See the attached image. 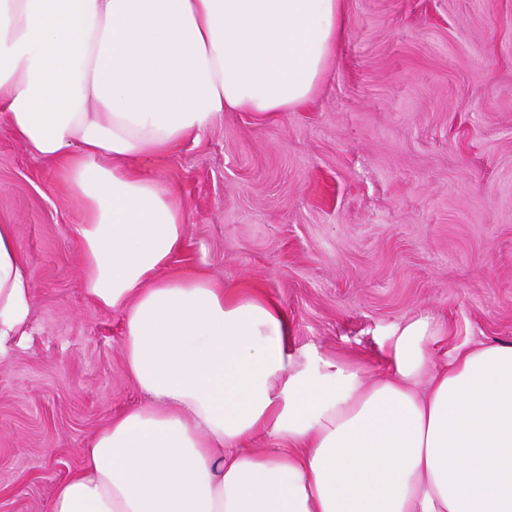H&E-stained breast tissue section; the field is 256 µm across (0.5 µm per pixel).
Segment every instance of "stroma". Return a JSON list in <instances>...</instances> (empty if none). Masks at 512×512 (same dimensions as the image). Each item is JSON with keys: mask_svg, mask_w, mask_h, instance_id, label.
I'll list each match as a JSON object with an SVG mask.
<instances>
[{"mask_svg": "<svg viewBox=\"0 0 512 512\" xmlns=\"http://www.w3.org/2000/svg\"><path fill=\"white\" fill-rule=\"evenodd\" d=\"M345 29L305 107L227 112L138 167L187 207L170 275L260 288L298 357L388 376L381 347L430 316L434 363L512 342V0H344ZM80 207L0 119V224L34 288L0 358V512H46L82 450L142 402L123 316L81 283Z\"/></svg>", "mask_w": 512, "mask_h": 512, "instance_id": "1", "label": "stroma"}]
</instances>
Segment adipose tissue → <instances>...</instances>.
Instances as JSON below:
<instances>
[{
	"mask_svg": "<svg viewBox=\"0 0 512 512\" xmlns=\"http://www.w3.org/2000/svg\"><path fill=\"white\" fill-rule=\"evenodd\" d=\"M343 30L342 0H0V113L78 202L83 290L123 312L149 398L90 441L47 512H512V344L438 366L422 316L370 380L300 363L267 294L165 273L186 208L131 161L226 111L306 105ZM33 304L0 224V356ZM261 433L282 452L247 448Z\"/></svg>",
	"mask_w": 512,
	"mask_h": 512,
	"instance_id": "1",
	"label": "adipose tissue"
}]
</instances>
